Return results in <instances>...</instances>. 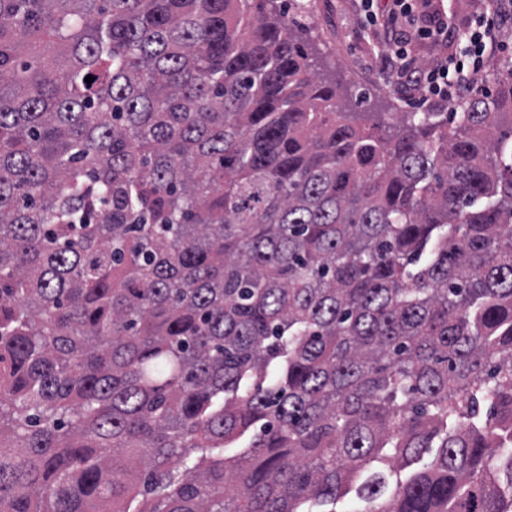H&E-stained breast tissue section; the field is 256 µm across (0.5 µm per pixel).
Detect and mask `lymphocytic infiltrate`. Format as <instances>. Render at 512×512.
Wrapping results in <instances>:
<instances>
[{
  "mask_svg": "<svg viewBox=\"0 0 512 512\" xmlns=\"http://www.w3.org/2000/svg\"><path fill=\"white\" fill-rule=\"evenodd\" d=\"M377 0H360L367 28L382 29L390 46L385 59L392 77L419 104L449 102L479 88L482 74L502 44L504 24H512V0H500L496 12L480 16L465 32L467 45L452 58L419 65L413 53L416 44L448 36V16L438 9H423L419 0H388L387 10L376 8Z\"/></svg>",
  "mask_w": 512,
  "mask_h": 512,
  "instance_id": "f902f5d3",
  "label": "lymphocytic infiltrate"
}]
</instances>
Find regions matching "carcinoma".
Listing matches in <instances>:
<instances>
[{
  "label": "carcinoma",
  "mask_w": 512,
  "mask_h": 512,
  "mask_svg": "<svg viewBox=\"0 0 512 512\" xmlns=\"http://www.w3.org/2000/svg\"><path fill=\"white\" fill-rule=\"evenodd\" d=\"M263 2L0 0V512H512V70L347 112Z\"/></svg>",
  "instance_id": "cac0c4a2"
}]
</instances>
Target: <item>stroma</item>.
<instances>
[{
	"label": "stroma",
	"mask_w": 512,
	"mask_h": 512,
	"mask_svg": "<svg viewBox=\"0 0 512 512\" xmlns=\"http://www.w3.org/2000/svg\"><path fill=\"white\" fill-rule=\"evenodd\" d=\"M303 33L324 75L342 87L348 111L411 112L414 104L384 68L387 44L364 27L357 0H276Z\"/></svg>",
	"instance_id": "35a3bbf8"
}]
</instances>
